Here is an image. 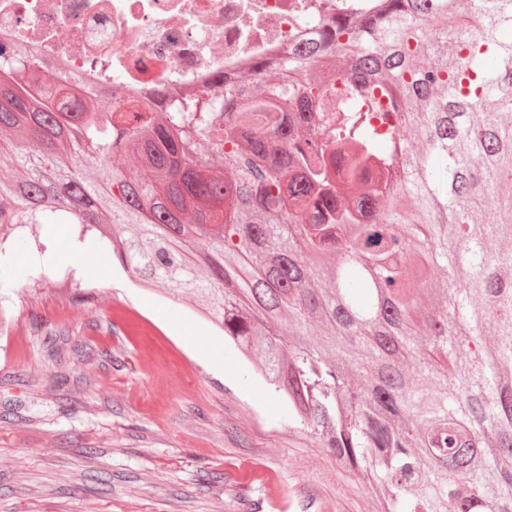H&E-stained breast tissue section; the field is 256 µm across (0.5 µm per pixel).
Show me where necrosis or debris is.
<instances>
[{"instance_id":"obj_1","label":"necrosis or debris","mask_w":512,"mask_h":512,"mask_svg":"<svg viewBox=\"0 0 512 512\" xmlns=\"http://www.w3.org/2000/svg\"><path fill=\"white\" fill-rule=\"evenodd\" d=\"M347 2L0 0V48L36 49L106 93L132 88L158 103L322 40Z\"/></svg>"}]
</instances>
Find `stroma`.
<instances>
[{
	"instance_id": "stroma-1",
	"label": "stroma",
	"mask_w": 512,
	"mask_h": 512,
	"mask_svg": "<svg viewBox=\"0 0 512 512\" xmlns=\"http://www.w3.org/2000/svg\"><path fill=\"white\" fill-rule=\"evenodd\" d=\"M0 250V512H382L187 304L114 283L93 234L0 227Z\"/></svg>"
}]
</instances>
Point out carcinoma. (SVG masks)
Listing matches in <instances>:
<instances>
[{
    "label": "carcinoma",
    "instance_id": "obj_1",
    "mask_svg": "<svg viewBox=\"0 0 512 512\" xmlns=\"http://www.w3.org/2000/svg\"><path fill=\"white\" fill-rule=\"evenodd\" d=\"M258 68L127 108L0 49V225L80 224L196 299L384 512H512V0H388Z\"/></svg>",
    "mask_w": 512,
    "mask_h": 512
}]
</instances>
